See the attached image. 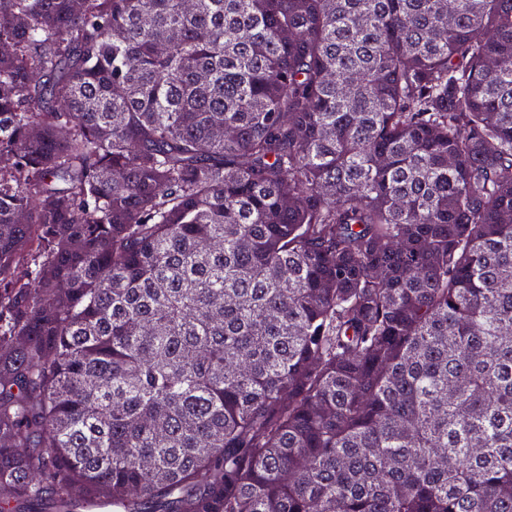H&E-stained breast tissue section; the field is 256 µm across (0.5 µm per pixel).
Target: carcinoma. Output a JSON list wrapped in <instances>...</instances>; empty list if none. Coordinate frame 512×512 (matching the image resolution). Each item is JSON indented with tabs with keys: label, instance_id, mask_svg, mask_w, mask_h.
<instances>
[{
	"label": "carcinoma",
	"instance_id": "obj_1",
	"mask_svg": "<svg viewBox=\"0 0 512 512\" xmlns=\"http://www.w3.org/2000/svg\"><path fill=\"white\" fill-rule=\"evenodd\" d=\"M453 6L0 0V512H512V0Z\"/></svg>",
	"mask_w": 512,
	"mask_h": 512
}]
</instances>
